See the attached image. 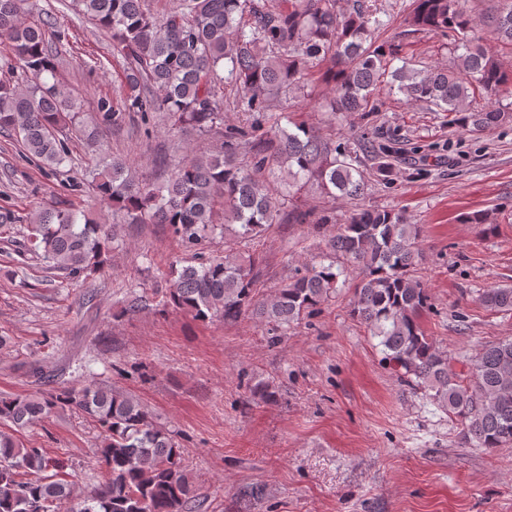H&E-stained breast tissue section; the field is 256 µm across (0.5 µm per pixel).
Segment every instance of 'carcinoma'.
Here are the masks:
<instances>
[{
    "label": "carcinoma",
    "mask_w": 512,
    "mask_h": 512,
    "mask_svg": "<svg viewBox=\"0 0 512 512\" xmlns=\"http://www.w3.org/2000/svg\"><path fill=\"white\" fill-rule=\"evenodd\" d=\"M112 35L122 59L123 104L102 98L87 114L57 78L68 45L61 30L46 38L51 16L25 19V0H0V69H21L23 81L0 79V132L48 171L69 158L63 126L91 139L103 126L120 131L127 114L144 119V133L160 119L222 142L191 155L163 186L135 176L129 160L114 157L92 170L88 187L126 224H167L187 248L224 235V254L195 252L170 272L164 303L199 321L244 317L270 326L271 342L340 288L352 289L351 312L379 339L383 360L403 382L423 391L458 419L469 440L494 451L512 447V340L483 347L470 359L472 381L448 369V356L418 322L428 294L412 275L422 256L421 225L404 211L358 206L342 218L293 203L314 192L360 200L370 176L361 139L334 144L304 121L271 112L279 99L308 92L314 73L329 87L319 108L333 116L379 111L376 92L388 88L408 102H424L451 116L463 131L512 122V108L490 99L512 88V69L482 46L477 27L512 46V0L475 16L465 0H412L404 34L454 37L452 65L404 59L376 44L382 26L369 0H178L157 15L146 0H72ZM244 113L224 125V106ZM275 224H312L326 251L288 269L271 294H260L262 270L238 244L266 235ZM114 231L83 210L40 207L30 213L24 251L51 270L89 277L111 259ZM490 309L512 311V288L479 296ZM150 305L134 292L124 315ZM251 400L271 402L275 391L258 381ZM78 411L101 429L103 481L77 490L63 463L42 448L0 432V512H189L197 488L181 462L171 431L159 426L134 395L90 382L25 396H1L0 420L24 429L55 414Z\"/></svg>",
    "instance_id": "obj_1"
}]
</instances>
